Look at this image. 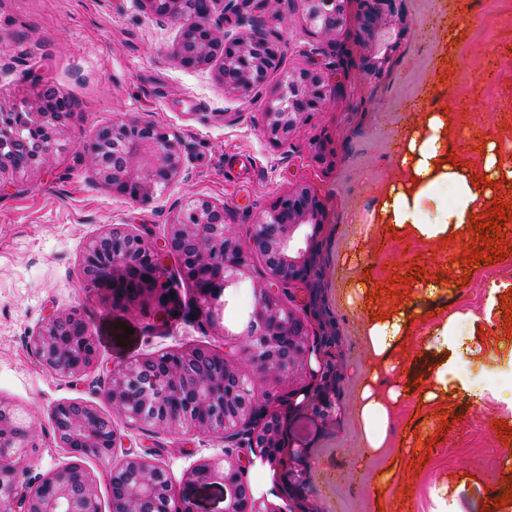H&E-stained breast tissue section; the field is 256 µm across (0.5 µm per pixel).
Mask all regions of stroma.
<instances>
[{
	"label": "stroma",
	"mask_w": 512,
	"mask_h": 512,
	"mask_svg": "<svg viewBox=\"0 0 512 512\" xmlns=\"http://www.w3.org/2000/svg\"><path fill=\"white\" fill-rule=\"evenodd\" d=\"M432 0H403L405 34L381 77L365 70L367 50L359 39L357 6L334 44L317 38L298 8L268 0L263 30L279 45L281 65L259 93L225 88L220 61L187 70L171 58L179 21L158 18L140 0H0V106H22L48 87L74 102V114L56 146L53 164L1 176L0 190V403L31 412L35 446L22 465L21 480L35 486L68 463L52 428L50 413L60 402L79 401L111 416L121 446L109 461L84 458L96 481L102 512H109L106 474L126 455L148 457L165 469L195 512H224V483H187V471L224 455L223 432L170 433L139 425L114 413L103 390L112 367L185 346L224 347L225 326L239 322L252 306L254 280L267 270L253 262L254 278L228 300L219 324L198 316L193 293L180 284L175 303L160 312L154 302L115 306L83 274L86 242L120 225L162 244L167 224L193 196L223 206L224 221L248 237L255 219L277 198L305 184L319 195L325 216L317 237V305L307 291L284 288L283 302L307 314L330 365L332 417L312 407L294 408L282 419L283 465L261 459L243 478L255 497L281 512H512V502L495 506L512 474V334L503 304H512V251L490 264H468L464 254L484 241L456 245L444 255L402 239L362 240L376 206L377 190L396 171L390 136L397 114L411 101L430 65L419 36ZM456 19L464 35L448 82L449 109L468 114L470 128L502 136L512 121V0H458ZM336 66L337 95L300 122L288 138L270 140L262 114L288 72ZM129 118L151 120L176 133L185 158L181 176L149 201L120 196L92 173L85 147L102 127ZM379 281L407 293L413 322L402 360L378 385L400 389L398 417L390 426L384 456L368 453L356 423L358 387L372 360L359 331L364 307L349 304V256ZM449 273L442 299L431 300L404 278L429 279ZM504 303H488L491 288ZM83 312L98 346V362L79 376L59 377L39 363L33 336L52 314ZM469 314L466 330L476 348L456 364L460 379L484 389L480 402L454 396L428 408L420 393L432 386L431 370L441 355L431 342L437 313ZM127 333H118V325ZM401 472L386 486L379 475Z\"/></svg>",
	"instance_id": "35a3bbf8"
}]
</instances>
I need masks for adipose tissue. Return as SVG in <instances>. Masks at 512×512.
<instances>
[{"instance_id": "adipose-tissue-1", "label": "adipose tissue", "mask_w": 512, "mask_h": 512, "mask_svg": "<svg viewBox=\"0 0 512 512\" xmlns=\"http://www.w3.org/2000/svg\"><path fill=\"white\" fill-rule=\"evenodd\" d=\"M427 41L433 46L428 79L412 103V114L398 123L396 161L400 176L385 185L367 233L382 236L398 232L438 253L450 248V236L470 234L474 217L484 212L487 201L499 197L501 189H512V160L505 158L495 138L482 139L480 148L459 150V137L465 129L462 114L428 102L430 95L446 84L448 66L460 44L446 0L437 4ZM408 325L402 306L391 308L388 318L371 315L364 320L360 336L375 362L374 372L393 369L394 351ZM398 402L396 389L380 391L370 381L361 385L358 423L370 452L388 447L387 428Z\"/></svg>"}]
</instances>
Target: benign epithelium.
Segmentation results:
<instances>
[{
  "label": "benign epithelium",
  "instance_id": "obj_1",
  "mask_svg": "<svg viewBox=\"0 0 512 512\" xmlns=\"http://www.w3.org/2000/svg\"><path fill=\"white\" fill-rule=\"evenodd\" d=\"M160 18L183 21L172 60L189 69H202L222 59L224 86L243 94L256 92L268 72L279 65L276 41L259 31L256 20L235 10L234 17L216 14L222 0H211L209 11L198 17L190 12L192 0H140ZM314 35L332 42L341 26L349 0H294ZM357 20L366 44L367 69L382 73L390 53L392 28L401 20L399 0H360ZM233 24L235 31L225 28ZM336 73L315 67L288 72L284 84L263 113L262 131L281 140L310 112L317 111L339 90ZM24 122L11 124L0 137V175L47 167L55 146L73 112L43 92L27 103ZM89 166L113 192L147 201L172 184L183 167L179 139L149 120L130 119L102 129L85 148ZM323 205L306 185L280 196L255 222L246 240L224 223V207L206 197H195L169 225L166 252L178 256L181 276L192 288L199 312L217 323V310L226 292L253 276L252 258L261 256L268 271L253 282L255 302L247 312L244 329L224 330V347L243 346L258 373L274 381L292 378L308 368L317 344L311 340L308 320L281 301L280 285L298 282L307 288L315 305L318 258L317 229ZM138 254L147 267L148 280L137 290L138 300L164 306V296L177 291L179 281L168 274L163 252L142 236L119 227L93 237L85 248L84 277L88 285L113 293ZM85 322L73 309L50 315L33 338L39 362L57 376H75L97 363V347L90 328L80 342L66 336L73 322ZM182 400L176 409H158L156 383ZM326 385L304 393L288 391V407L298 395L306 402L322 403ZM105 399L125 418L168 432L224 431V439L240 448H257L261 461L275 468L281 457L269 452L282 444L281 414L257 406L241 362L230 353L205 346H189L137 359L112 368ZM56 439L67 449L70 461L56 469L37 487L21 483V464L34 447L32 422L0 404V512H101L95 480L83 469L86 457L108 459L117 447L118 430L112 419L90 404L61 402L52 410ZM111 512H147L159 490L168 499L167 512H193L192 504L177 496L164 470L142 456H127L107 474ZM224 481V512H278L254 497L241 475L240 459L224 450L221 460H206L186 475L192 484Z\"/></svg>",
  "mask_w": 512,
  "mask_h": 512
}]
</instances>
